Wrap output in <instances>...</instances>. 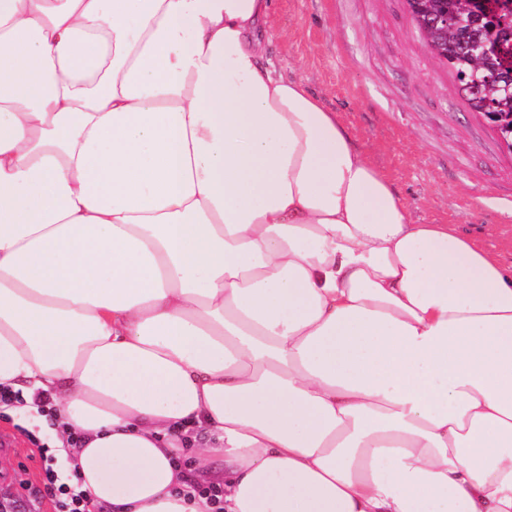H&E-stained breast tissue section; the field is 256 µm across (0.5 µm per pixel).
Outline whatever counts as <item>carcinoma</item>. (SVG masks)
I'll use <instances>...</instances> for the list:
<instances>
[{
	"label": "carcinoma",
	"instance_id": "1",
	"mask_svg": "<svg viewBox=\"0 0 512 512\" xmlns=\"http://www.w3.org/2000/svg\"><path fill=\"white\" fill-rule=\"evenodd\" d=\"M432 53L455 74L472 112L490 121L512 114V0H485L483 18L469 0H406ZM455 22L443 25V16Z\"/></svg>",
	"mask_w": 512,
	"mask_h": 512
}]
</instances>
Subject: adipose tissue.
I'll return each mask as SVG.
<instances>
[{"mask_svg": "<svg viewBox=\"0 0 512 512\" xmlns=\"http://www.w3.org/2000/svg\"><path fill=\"white\" fill-rule=\"evenodd\" d=\"M270 0H0V389L99 512H512V269L412 223Z\"/></svg>", "mask_w": 512, "mask_h": 512, "instance_id": "adipose-tissue-1", "label": "adipose tissue"}]
</instances>
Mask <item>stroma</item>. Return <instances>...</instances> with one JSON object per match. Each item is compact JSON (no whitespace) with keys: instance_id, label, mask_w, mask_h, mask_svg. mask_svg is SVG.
Here are the masks:
<instances>
[{"instance_id":"obj_1","label":"stroma","mask_w":512,"mask_h":512,"mask_svg":"<svg viewBox=\"0 0 512 512\" xmlns=\"http://www.w3.org/2000/svg\"><path fill=\"white\" fill-rule=\"evenodd\" d=\"M266 55L336 112L355 146L387 174L417 224H450L512 266V154L469 111L428 52L405 0H272ZM54 417L23 427L0 408V486L17 512H58L42 494Z\"/></svg>"}]
</instances>
